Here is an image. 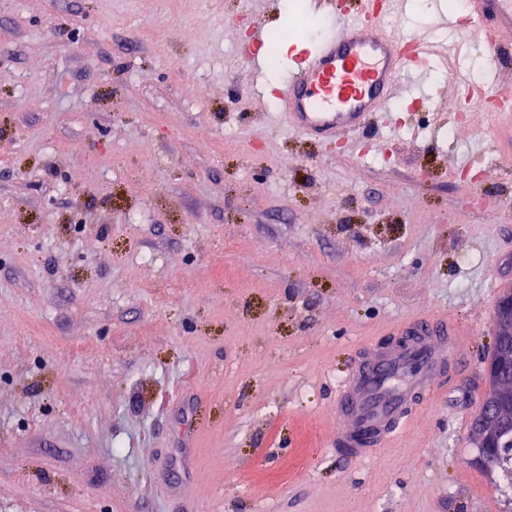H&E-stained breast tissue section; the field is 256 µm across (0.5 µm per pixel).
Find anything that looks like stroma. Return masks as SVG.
Instances as JSON below:
<instances>
[{"instance_id":"1","label":"stroma","mask_w":512,"mask_h":512,"mask_svg":"<svg viewBox=\"0 0 512 512\" xmlns=\"http://www.w3.org/2000/svg\"><path fill=\"white\" fill-rule=\"evenodd\" d=\"M309 0H0V512H507L444 387L369 459L336 394L404 321L488 358L512 128L462 120L481 36L354 143L276 121ZM442 0L388 18L439 27ZM268 30L266 90L247 63ZM491 208L471 203L473 191Z\"/></svg>"}]
</instances>
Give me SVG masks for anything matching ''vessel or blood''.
I'll return each instance as SVG.
<instances>
[{"mask_svg":"<svg viewBox=\"0 0 512 512\" xmlns=\"http://www.w3.org/2000/svg\"><path fill=\"white\" fill-rule=\"evenodd\" d=\"M362 14L340 19V33L302 54L290 70L276 117L321 144L365 130L385 100L422 67L448 57V46L411 30H384L376 0ZM472 30H457L465 48L472 31L495 42L512 33V0H469ZM477 372L457 324L443 318L412 321L400 342L370 349L339 389L338 453L363 460L391 440L413 410L429 402L448 366Z\"/></svg>","mask_w":512,"mask_h":512,"instance_id":"1","label":"vessel or blood"}]
</instances>
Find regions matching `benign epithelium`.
Listing matches in <instances>:
<instances>
[{
	"instance_id": "benign-epithelium-1",
	"label": "benign epithelium",
	"mask_w": 512,
	"mask_h": 512,
	"mask_svg": "<svg viewBox=\"0 0 512 512\" xmlns=\"http://www.w3.org/2000/svg\"><path fill=\"white\" fill-rule=\"evenodd\" d=\"M497 334L490 365V390L482 398L476 428V447L483 449L487 465L496 464L502 432L512 431V291L495 307Z\"/></svg>"
}]
</instances>
